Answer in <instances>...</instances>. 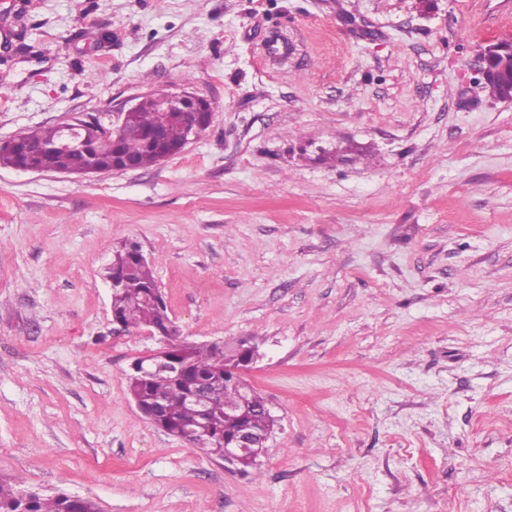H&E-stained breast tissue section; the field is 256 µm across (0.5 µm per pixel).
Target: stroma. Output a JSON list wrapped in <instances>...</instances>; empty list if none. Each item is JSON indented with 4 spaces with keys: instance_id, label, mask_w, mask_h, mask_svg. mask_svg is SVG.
I'll list each match as a JSON object with an SVG mask.
<instances>
[{
    "instance_id": "obj_1",
    "label": "stroma",
    "mask_w": 512,
    "mask_h": 512,
    "mask_svg": "<svg viewBox=\"0 0 512 512\" xmlns=\"http://www.w3.org/2000/svg\"><path fill=\"white\" fill-rule=\"evenodd\" d=\"M503 39L512 0H0V141L214 106L147 169L0 166V475L102 512H512V101L473 92ZM130 239L183 338L257 346V471L131 401Z\"/></svg>"
}]
</instances>
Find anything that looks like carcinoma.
<instances>
[{"label":"carcinoma","mask_w":512,"mask_h":512,"mask_svg":"<svg viewBox=\"0 0 512 512\" xmlns=\"http://www.w3.org/2000/svg\"><path fill=\"white\" fill-rule=\"evenodd\" d=\"M487 54L494 75L483 79L479 86L491 97L500 98L506 92L502 80L512 79V41L492 45ZM156 129L162 130L169 145L184 140L182 121L171 119L164 111L145 104L131 113V133L123 135L115 144L112 137L103 135L92 142L88 152L71 150L36 157L24 154L17 146H6L0 148V165L10 166L21 159L48 170L79 171L91 159L99 168L110 170L113 155L120 154L137 168L146 169L160 164V159L159 153L144 142L140 133ZM104 278L115 282L111 291L113 319L147 328L153 333L177 335L153 269L142 258L138 243L126 241L114 251ZM239 355V348L227 353L220 342L197 344L184 340L180 348L168 356L184 367L183 376L177 377L165 369H154L141 375L134 367L127 378L128 394L146 410H159L169 429H191L187 442L208 457H220L224 455V442L243 426L265 433L273 430L275 425V419L265 412L266 400L255 390L244 415L233 418L224 414V409L240 398L239 386L224 380L226 368L238 363ZM200 384L207 396L206 411L202 416L189 401V395ZM201 428L209 439L197 436ZM0 512H99V505L92 498H73L65 494L44 497L37 492L21 490L7 479H0Z\"/></svg>","instance_id":"cac0c4a2"}]
</instances>
